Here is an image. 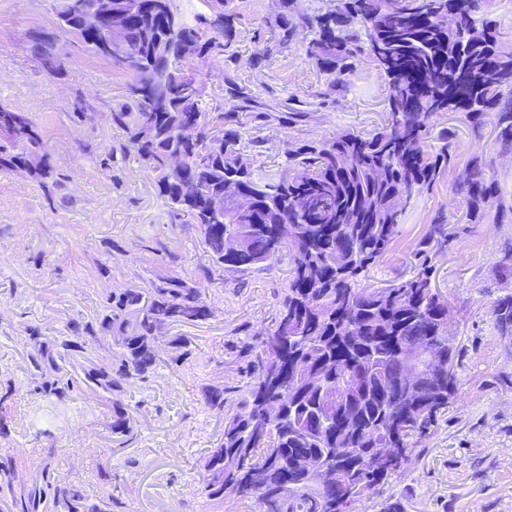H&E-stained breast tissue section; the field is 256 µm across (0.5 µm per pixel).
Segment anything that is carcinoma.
I'll return each mask as SVG.
<instances>
[{
  "label": "carcinoma",
  "mask_w": 512,
  "mask_h": 512,
  "mask_svg": "<svg viewBox=\"0 0 512 512\" xmlns=\"http://www.w3.org/2000/svg\"><path fill=\"white\" fill-rule=\"evenodd\" d=\"M481 0H343L336 11L304 13L283 29L300 28L313 38L309 52L324 69L336 68L362 51L361 23L376 40L368 53L390 89L382 128L370 137L345 132L308 142L288 155V174L258 182L239 149V133L224 123V113L209 118L199 102L200 82L176 67L179 49L193 47L197 56L217 61L230 48L231 18L217 0L211 32L185 23L173 25L163 0H112L129 12L124 46L106 51L102 31L80 28L76 10L58 3L57 26L74 35L92 55L109 61L129 76L126 85L135 112H112L127 141L155 174L158 195L173 217L186 216L197 225L213 268L249 269L288 252V293L274 322L258 341L242 347L248 378L238 409L224 414V391L201 386L205 404L223 415L224 432L208 449L200 483L207 496L224 498L217 471L232 477L245 468L258 474L239 498L255 500L258 512H351L367 492L397 474L410 441L422 437L448 410L455 393L454 376L425 373L409 388L402 372L409 361L404 348L417 342L454 360L457 347L448 335V301L432 287V255L450 246L454 235L436 217L413 250L415 272L385 288L361 286L362 278L392 248L410 203L452 164L454 133L441 134L442 145L428 149L431 116L463 112L473 131L494 117L495 141L512 150V46L501 40L497 24L483 20L476 31L474 13ZM455 22L445 26L442 16ZM30 50L44 68L57 71L51 40L31 35ZM0 123L25 129L16 138L0 140V170H25L49 192L58 174L42 127L25 112L0 107ZM180 156L181 181L194 182L200 193L185 197L170 179V160ZM233 181L250 198V210L227 207L217 214L209 201ZM472 224L489 217L503 221L498 183L485 178L474 161L456 185ZM243 237L247 251L233 253L227 243ZM210 309L199 288L172 276L147 288H116L98 311L69 321V335L43 336L30 330L29 363L33 392L62 403L74 389L112 395L109 428L124 443L132 439V409L122 395L164 363L158 354V332L177 323L207 319ZM498 335L512 346V293L492 308ZM103 336H120L112 361L97 363L88 355ZM171 362L189 359L192 340L174 336ZM324 364L322 384L312 386L305 373ZM358 379L357 389L346 378ZM336 402V420L321 419L328 397ZM400 449L387 469L373 468L372 449ZM324 458L347 483L316 485L282 461L306 456ZM33 483L27 496L12 499L16 512H123V503L107 491L89 502L79 483L64 487L47 480Z\"/></svg>",
  "instance_id": "1"
}]
</instances>
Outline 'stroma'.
<instances>
[{
	"instance_id": "obj_1",
	"label": "stroma",
	"mask_w": 512,
	"mask_h": 512,
	"mask_svg": "<svg viewBox=\"0 0 512 512\" xmlns=\"http://www.w3.org/2000/svg\"><path fill=\"white\" fill-rule=\"evenodd\" d=\"M339 0H224L236 15L230 57L199 59L188 67L204 87L202 111L230 114L240 149L256 180L281 173L293 146L346 131L381 129L388 84L373 59L357 55L343 74L324 73L308 51L309 33L283 40L282 19ZM55 0H0V105L28 113L45 131L59 174L51 193L28 176L0 171V456L16 464L14 493L30 489L41 468L58 485L83 482L90 497L104 482L107 460L126 512H257L235 496L212 500L198 475L204 451L223 434L246 379L241 347L271 325L288 286L291 266L280 258L245 271L217 269L195 225L172 217L153 173L109 113L131 112L128 77L92 56L55 23ZM52 40L60 68L48 73L27 48L30 33ZM79 120H72V113ZM452 127L454 163L411 202L400 236L364 284L386 286L410 276L415 242L435 216L456 238L433 260L435 284L451 306L456 337V395L429 433L411 448L399 474L355 503L353 512H512V351L494 328L492 306L504 295L495 264L512 224H468L455 181L474 158L500 186L512 209V154L502 153L492 123L474 136L464 113L434 115L431 132ZM165 273L202 288L210 316L178 324L193 358L163 367L124 397L136 419L132 440L113 446L104 399L73 391L66 404L32 393L26 327L42 335L67 331L70 319L93 313L115 288H145ZM222 389L224 411H210L200 384Z\"/></svg>"
}]
</instances>
